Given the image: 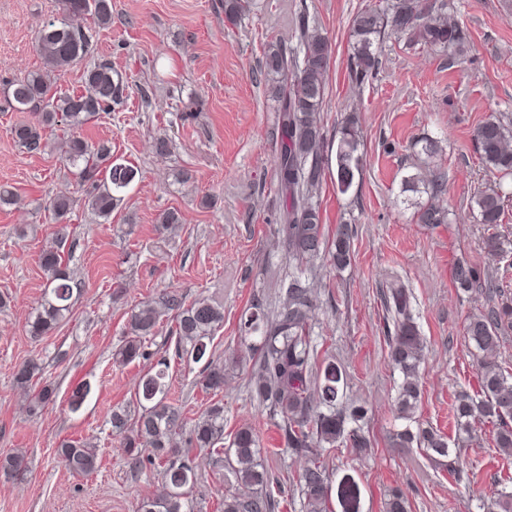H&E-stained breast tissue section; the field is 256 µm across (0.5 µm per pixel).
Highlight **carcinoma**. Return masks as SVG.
Here are the masks:
<instances>
[{
    "label": "carcinoma",
    "instance_id": "cac0c4a2",
    "mask_svg": "<svg viewBox=\"0 0 512 512\" xmlns=\"http://www.w3.org/2000/svg\"><path fill=\"white\" fill-rule=\"evenodd\" d=\"M62 18L44 23L37 31V50L43 68L8 83L7 97L18 112L31 113V119L15 124L11 133L15 143L26 151L41 152L49 147L46 130L60 123L79 128L112 111L121 101L125 82L108 62L87 67L78 92H54L52 80L59 73L84 60L89 51L88 30L75 19L89 16L106 27L112 21V0H61ZM248 11V0H224V24L235 26ZM409 35L430 48L462 50V29L447 21L424 0H392L385 9L366 8L354 17L350 56L351 80L361 85L379 67V41L385 33ZM332 56V44L317 25L305 15L299 16L298 41L288 49L272 41L264 51L267 91L278 103L280 152L276 173L283 198L282 224L278 233L296 266L280 278L274 306L261 301L250 305L241 318L240 330L251 340L253 358L251 392L270 414L281 418L285 447L308 458L298 473L297 486L305 512H329L332 484L320 462L323 448L345 444L359 454L372 447L364 431L368 409L362 404L343 401L345 378L336 362L315 366L309 320L314 307L311 268L318 259L342 269L351 263L353 227L337 226L333 237L325 236L322 218L313 194L329 175L338 193L352 190L363 168V140L355 116L341 123L336 140L326 141L316 115L326 92ZM476 150L489 168L512 174V127L490 117L474 131ZM62 161L76 169L78 189L85 204L99 222L112 219V212L125 200V193L136 181L138 169L112 156V145L105 141L89 143L71 133L60 143ZM439 180L427 179L422 171L406 176L403 192L430 194L439 192ZM504 194L489 189L473 196L470 210L481 224H499L504 215ZM75 199L69 191L51 197L45 209L55 221L53 241L40 254L46 284L36 314L28 322L34 338L50 334L72 311V273L64 256L68 236L67 215ZM414 217L419 224L448 223V209L413 201ZM451 277L456 288L467 292L481 282L477 267L459 261ZM385 308L394 328L389 339L388 359L401 377L395 414L402 421L396 433L398 445L422 449L437 469L453 475L464 473L466 463L459 442L473 437L479 422L493 426L496 448L512 454V372L496 361L502 335L512 327V305L503 303L486 313L473 314L464 327L465 338L477 356L479 390L471 395L459 393L454 400L453 416L458 436L449 440L415 416L420 397L419 378L425 361V341L420 334L414 311V296L401 283L389 286ZM171 315L175 322V356L183 362L206 360L196 379L202 390L218 394L224 391V361L206 357L215 330L224 322V304L213 298L186 301L177 292H161L152 301L132 309L123 344L115 360L128 364L145 356L144 344L155 334L159 319ZM160 369L147 372L136 390L139 411L130 415L116 408L110 412L112 432L120 436L131 469L144 462H157L163 468V493L144 498L137 512H183L182 507L195 482L190 454L196 448L209 450L217 471L228 470L243 490L222 494L223 512H273L275 500L269 489L267 470L261 462V448L250 427H240L231 448L224 449V404H210L192 425L178 408L167 401L164 384L167 361ZM43 366L35 360L21 364L15 374L17 387L30 393L29 412L35 413L55 396L53 388L40 384ZM187 434L184 446L177 437ZM58 456L68 470L87 476L97 468L96 445L90 440L61 443ZM21 453L0 457V472L10 478L26 474ZM489 512H512V488L506 486L488 505ZM383 512H407L402 490L391 489L383 501Z\"/></svg>",
    "mask_w": 512,
    "mask_h": 512
}]
</instances>
